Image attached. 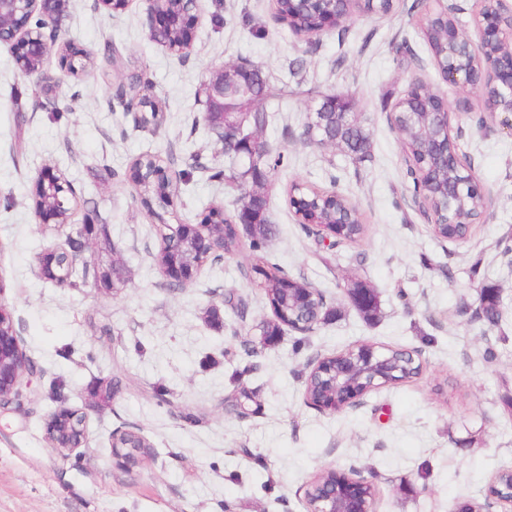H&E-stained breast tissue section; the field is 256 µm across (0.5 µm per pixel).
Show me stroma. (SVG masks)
Instances as JSON below:
<instances>
[{"instance_id":"obj_1","label":"stroma","mask_w":512,"mask_h":512,"mask_svg":"<svg viewBox=\"0 0 512 512\" xmlns=\"http://www.w3.org/2000/svg\"><path fill=\"white\" fill-rule=\"evenodd\" d=\"M431 6L396 0L390 13L359 11L345 30L307 40L275 22L273 0H201L192 52L181 59L149 39L144 0L114 15L96 0H70L62 38L98 57L113 48L120 67L41 93L0 44V196L12 197L10 209L0 208V302L37 368L28 398L0 411V512H306L305 490L327 468L373 471L375 512H456L483 500L496 470L512 467V253L497 246L512 237V129L452 119L489 198L481 223L458 243L436 237L415 203L389 120L415 78L450 108L462 97L420 35ZM217 14L223 25H214ZM298 58L304 69L294 76L288 65ZM230 59L261 66L277 92L265 138L283 162L269 175L277 233L265 252L320 290L332 312L309 331L284 328L272 346L255 331L272 319L271 307L240 272L250 249L206 264L180 287L155 262L159 222L196 224L214 204L233 207L235 191L210 178L224 157L203 120L205 81ZM133 76L148 85L159 126L135 125L115 99L118 82ZM332 92L350 95L366 119L364 162L295 137ZM146 153L175 156L177 169L191 173L160 218L123 179ZM47 166L76 188L75 222L89 216L109 227L107 241L86 239L79 262L99 271L120 260L123 287L67 288L38 274L45 247L66 236L34 217V181ZM293 182L349 196L365 239L317 243L286 200ZM356 281L377 292L376 320L350 303ZM484 286L500 293V327L476 315ZM229 294L245 302V316L225 308ZM215 307L218 322L209 318ZM367 342L418 350L422 374L338 412L309 407L311 361ZM58 378L76 407L88 385H116L111 403L90 411L86 443L66 457L44 430ZM239 384L256 394L243 415L228 403ZM128 429L152 446L149 459L129 467L111 448L113 432Z\"/></svg>"}]
</instances>
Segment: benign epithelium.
Instances as JSON below:
<instances>
[{
  "mask_svg": "<svg viewBox=\"0 0 512 512\" xmlns=\"http://www.w3.org/2000/svg\"><path fill=\"white\" fill-rule=\"evenodd\" d=\"M498 8L488 12L485 0H478V9L473 17L474 29L479 47L472 40L462 47L457 39L448 38V47L441 62V75L445 81L458 86L462 93L474 92L483 104L479 114L483 118L507 115L505 122L512 129V5L506 0H496ZM148 37L154 41L160 35L176 32V43H162L171 54L185 57L192 49L196 10L174 15L166 0H146ZM68 0H0V41L12 44L19 70L24 75L40 74L45 81L60 82L86 68L88 54L69 41L59 39V21L67 10ZM349 19L347 15L331 14L323 18L320 26L308 38H317L326 32L340 27ZM60 55L61 75L52 79L44 74V65L51 54ZM255 68L247 67L244 76L232 78L233 84L224 79V69L212 73L209 82L206 117L214 125V132L221 143V154L236 162H250L267 150L264 140L244 133L243 125L236 120L224 117L228 99L248 101L256 92L251 83ZM410 91L422 96L434 97L431 109L434 126L450 134L452 132V112L443 97L436 94L420 79L411 82ZM408 166L418 179L423 193H431L434 175L432 170L423 167L412 158H407ZM35 190L41 194L39 204L34 206V215L41 224L50 222L58 227L68 224L72 193L65 177L49 168L38 175ZM311 232L322 240L340 241V233L333 225L310 223ZM173 231L180 234L185 251L180 258L160 267L161 273L173 283L188 282L196 278L201 267L192 256L198 253L216 255L224 253L223 236L214 233L208 224H178ZM7 311L0 303V410H6L24 396L30 381L28 374L30 360L27 358L17 332L3 331L1 317ZM344 362L339 368L328 366L326 356L312 365L314 371L326 374L323 380V395L313 407L322 411H337L360 402L366 391L356 389L358 382L380 377V372L392 364L388 350L373 343H362L349 348L343 355ZM110 399L97 390L87 391L86 404L77 410L81 417L79 428L72 427L71 419L59 407L48 415L45 435L49 445L61 454L68 455L81 447L85 441L87 410L105 405ZM148 454V448L127 446L112 441V457L121 464L130 466ZM330 483L323 486L317 498H306L307 512H374L375 484L357 470L349 472L331 470Z\"/></svg>",
  "mask_w": 512,
  "mask_h": 512,
  "instance_id": "7a95c632",
  "label": "benign epithelium"
}]
</instances>
